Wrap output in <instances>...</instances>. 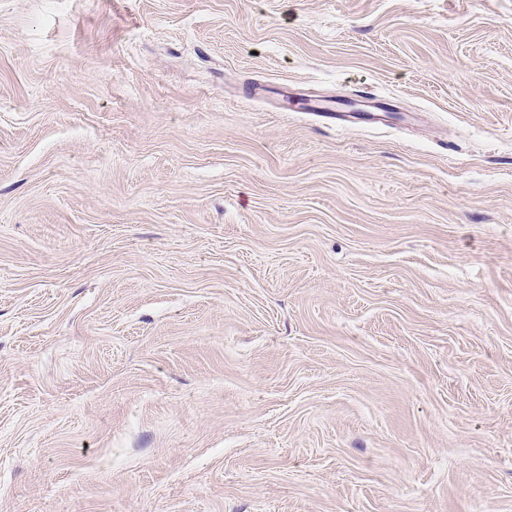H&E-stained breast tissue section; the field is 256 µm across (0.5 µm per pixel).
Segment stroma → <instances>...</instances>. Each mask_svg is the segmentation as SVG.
<instances>
[{"label": "stroma", "mask_w": 512, "mask_h": 512, "mask_svg": "<svg viewBox=\"0 0 512 512\" xmlns=\"http://www.w3.org/2000/svg\"><path fill=\"white\" fill-rule=\"evenodd\" d=\"M0 512H512V0H0Z\"/></svg>", "instance_id": "1"}]
</instances>
